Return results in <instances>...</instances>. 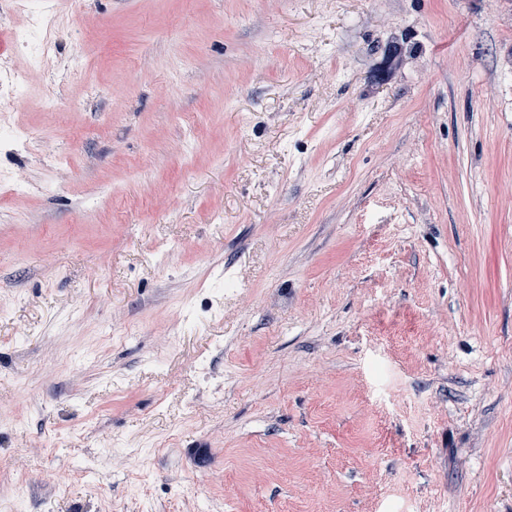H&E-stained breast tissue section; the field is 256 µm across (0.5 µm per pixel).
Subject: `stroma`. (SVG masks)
I'll return each instance as SVG.
<instances>
[{"instance_id": "stroma-1", "label": "stroma", "mask_w": 512, "mask_h": 512, "mask_svg": "<svg viewBox=\"0 0 512 512\" xmlns=\"http://www.w3.org/2000/svg\"><path fill=\"white\" fill-rule=\"evenodd\" d=\"M25 19L0 512H512V0ZM51 17L40 10H27V21L16 36L17 45L32 49L34 54L43 58L52 54L54 45L51 39Z\"/></svg>"}]
</instances>
